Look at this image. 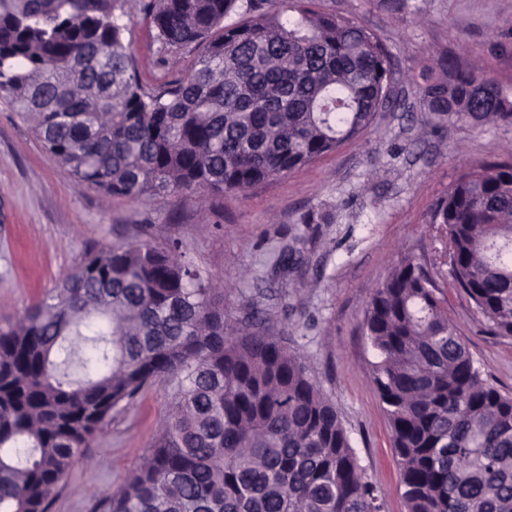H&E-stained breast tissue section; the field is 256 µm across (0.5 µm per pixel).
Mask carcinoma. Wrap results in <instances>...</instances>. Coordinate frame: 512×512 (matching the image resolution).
I'll return each mask as SVG.
<instances>
[{
    "instance_id": "obj_1",
    "label": "carcinoma",
    "mask_w": 512,
    "mask_h": 512,
    "mask_svg": "<svg viewBox=\"0 0 512 512\" xmlns=\"http://www.w3.org/2000/svg\"><path fill=\"white\" fill-rule=\"evenodd\" d=\"M122 2L0 0V97L73 181L108 196L245 191L358 138L393 101L375 33L306 0H151L161 50L198 55L149 93ZM440 69L421 88L423 126L512 121V94ZM431 219L452 285L512 336V163L463 172ZM436 290L406 257L363 320L407 512H512V395L483 377ZM90 324L96 372L73 381L53 355L70 358ZM169 380L155 445L96 512H380L305 360L224 314L222 283L179 243L147 239L88 255L0 323V512H50L112 411Z\"/></svg>"
}]
</instances>
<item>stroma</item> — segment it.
I'll use <instances>...</instances> for the list:
<instances>
[{
    "label": "stroma",
    "instance_id": "stroma-1",
    "mask_svg": "<svg viewBox=\"0 0 512 512\" xmlns=\"http://www.w3.org/2000/svg\"><path fill=\"white\" fill-rule=\"evenodd\" d=\"M150 0H125L126 34L146 90L184 77L196 54H164L145 18ZM315 10L358 20L385 44L399 108L359 138L288 176L218 197L160 194L133 201L78 185L0 98V321L22 316L84 258L115 242H179L223 280L224 309L269 313L335 404L381 512H407L387 417L371 382L366 302L401 259L427 264L448 315L485 378L512 394V336L494 334L469 297L452 288L434 204L473 167L512 161V123L448 119L422 126L423 73L448 62L481 68L512 92V0H316ZM329 212L331 222H318ZM297 265L280 271L283 249ZM170 383L120 405L69 471L51 512H94L152 448Z\"/></svg>",
    "mask_w": 512,
    "mask_h": 512
}]
</instances>
